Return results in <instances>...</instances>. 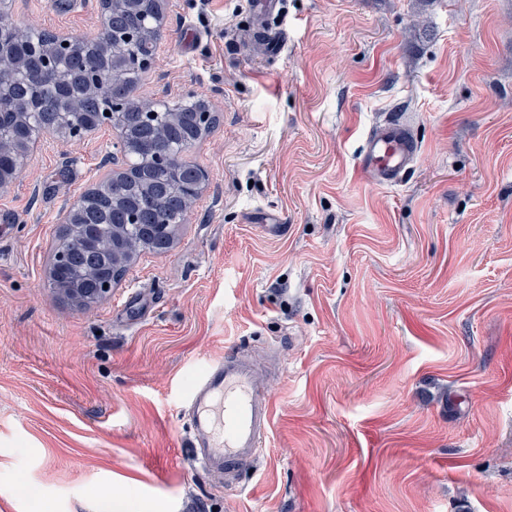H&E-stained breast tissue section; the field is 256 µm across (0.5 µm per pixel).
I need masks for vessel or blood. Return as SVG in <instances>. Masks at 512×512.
Returning <instances> with one entry per match:
<instances>
[{
	"label": "vessel or blood",
	"instance_id": "obj_1",
	"mask_svg": "<svg viewBox=\"0 0 512 512\" xmlns=\"http://www.w3.org/2000/svg\"><path fill=\"white\" fill-rule=\"evenodd\" d=\"M420 153L400 120L386 118L369 130L358 157L360 172L373 184L399 182ZM190 446L209 470L239 478L258 457L273 420V406L245 358L225 354L209 364L188 394Z\"/></svg>",
	"mask_w": 512,
	"mask_h": 512
}]
</instances>
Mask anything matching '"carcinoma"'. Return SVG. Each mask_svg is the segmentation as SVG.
I'll return each mask as SVG.
<instances>
[{"instance_id": "cac0c4a2", "label": "carcinoma", "mask_w": 512, "mask_h": 512, "mask_svg": "<svg viewBox=\"0 0 512 512\" xmlns=\"http://www.w3.org/2000/svg\"><path fill=\"white\" fill-rule=\"evenodd\" d=\"M145 13L136 15L135 28H130L131 14L119 4L112 6V27L102 34L110 50L98 49L97 41L75 40L72 53L55 60L53 77L36 80L29 69H15L0 79L4 87L0 95V140L4 144L26 149L28 138L43 132L65 135L95 122L102 125L100 115L111 108L110 99L99 95L96 83L103 79L119 85L128 98L124 125L125 148L132 167L121 188L112 191V183L101 184L87 204L91 220L100 226L102 251L100 267L113 268L117 276L132 266L143 251H154L152 237L134 224L116 235L112 225L129 212L147 208L157 224L166 225L173 235L185 220L195 200L175 169L159 164L144 143L151 139L178 154L188 143H196L213 128L192 122V113L203 112L207 102L190 96L172 105L152 103L145 106L136 96L146 72L145 61L153 59L158 29L152 23L155 0H147ZM8 0H0V57L25 61L49 56L52 48L47 32L35 27L22 28L8 14ZM64 77L71 85L68 96L57 94L56 79ZM96 277V270L83 265L71 268L70 284L82 288Z\"/></svg>"}]
</instances>
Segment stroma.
Listing matches in <instances>:
<instances>
[{"instance_id": "stroma-1", "label": "stroma", "mask_w": 512, "mask_h": 512, "mask_svg": "<svg viewBox=\"0 0 512 512\" xmlns=\"http://www.w3.org/2000/svg\"><path fill=\"white\" fill-rule=\"evenodd\" d=\"M249 4L167 0L137 94L213 104L210 180L109 297L48 275L111 127L43 135L0 190V512H512V0H284L277 55ZM11 14L101 31L98 0ZM387 116L421 151L382 187L357 162ZM231 350L274 408L237 487L184 414Z\"/></svg>"}]
</instances>
